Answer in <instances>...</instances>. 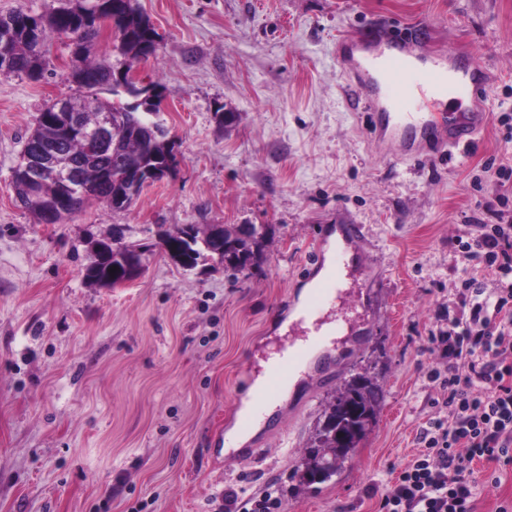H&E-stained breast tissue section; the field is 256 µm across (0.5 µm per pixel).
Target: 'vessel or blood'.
<instances>
[{
    "mask_svg": "<svg viewBox=\"0 0 512 512\" xmlns=\"http://www.w3.org/2000/svg\"><path fill=\"white\" fill-rule=\"evenodd\" d=\"M421 35V29L409 27L403 29L386 50L365 60L340 56L339 62L346 78L345 96L351 101H362L373 125L391 126L407 137L430 140L439 132L452 145L472 139L487 118L489 75L467 60L445 71L434 67L416 68L407 42ZM424 97L436 101L448 100L458 104L459 109L425 117L423 113L411 109L413 101ZM342 280L343 263L338 260L313 288L311 307L329 303ZM305 356V349L300 348L291 351L287 360L274 366L258 394L259 400L272 399L278 389L287 383L294 366L301 363Z\"/></svg>",
    "mask_w": 512,
    "mask_h": 512,
    "instance_id": "b4317fda",
    "label": "vessel or blood"
}]
</instances>
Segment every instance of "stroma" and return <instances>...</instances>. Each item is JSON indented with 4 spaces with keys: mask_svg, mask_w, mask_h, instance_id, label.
<instances>
[{
    "mask_svg": "<svg viewBox=\"0 0 512 512\" xmlns=\"http://www.w3.org/2000/svg\"><path fill=\"white\" fill-rule=\"evenodd\" d=\"M157 32L140 85L159 86L179 165L127 209L96 200L59 224L19 206L13 174L45 106L75 95L68 38L40 78L0 73V512H224L277 488L280 512H378L437 411L432 338L461 315L463 276L485 290L458 240L512 215V0H137ZM425 24V60L469 54L492 79L487 121L453 147L381 136L350 109L340 38L385 44ZM235 116L232 125L221 113ZM121 225L146 243L124 286L84 278L93 241ZM194 224H264L258 269L228 276L218 255L183 270L154 245ZM365 278L337 311L361 317L248 442L215 448L280 327L324 260L327 230ZM382 387L377 421L331 480L292 476L327 401L354 373ZM476 512L512 503V467L481 460Z\"/></svg>",
    "mask_w": 512,
    "mask_h": 512,
    "instance_id": "stroma-1",
    "label": "stroma"
}]
</instances>
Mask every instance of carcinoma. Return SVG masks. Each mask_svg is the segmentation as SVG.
<instances>
[{
  "instance_id": "1",
  "label": "carcinoma",
  "mask_w": 512,
  "mask_h": 512,
  "mask_svg": "<svg viewBox=\"0 0 512 512\" xmlns=\"http://www.w3.org/2000/svg\"><path fill=\"white\" fill-rule=\"evenodd\" d=\"M112 27L117 44L113 50L122 57L114 64L105 54L99 53L101 26ZM0 27L13 31L10 54L16 66L12 73L36 77L45 65V46L51 35L64 34L70 39L76 65L72 81L79 95L68 99L71 110L86 123H92L96 112L112 109V79L132 73L133 64L146 62L156 55L142 44L155 33L150 19L135 5V0H59V6L46 15H32L16 10L0 15ZM55 104H50L36 120L34 130L40 137L29 136L24 151L33 153L41 148V139L50 140L55 131L50 117ZM167 136L151 142L144 138L136 123L130 122L115 130L112 140L103 143L96 139L74 137L60 143V150L71 156L84 168L83 195L77 199L83 206L89 199L112 205L110 196L113 181L104 179L100 170L112 169V176L120 173L117 157L140 162L144 155L155 150L161 154ZM177 232L192 240L190 250L202 256L206 250L224 261V268L245 272L253 269L261 259V246L266 239V229L254 225L224 228V236L212 238L195 225H187ZM85 278L101 286H109L111 279L122 278L127 270L118 260L100 261L90 258L84 267ZM380 384L366 374L356 373L336 389L328 401L305 448L299 468L294 475L302 485L324 483L335 476L345 461L352 458L360 443L373 427L380 407Z\"/></svg>"
}]
</instances>
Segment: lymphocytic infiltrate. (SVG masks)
Returning a JSON list of instances; mask_svg holds the SVG:
<instances>
[{"label": "lymphocytic infiltrate", "mask_w": 512, "mask_h": 512, "mask_svg": "<svg viewBox=\"0 0 512 512\" xmlns=\"http://www.w3.org/2000/svg\"><path fill=\"white\" fill-rule=\"evenodd\" d=\"M467 261L498 274L439 336L452 364L440 385L446 417L423 430V448L383 495L379 512H475L474 460L512 464V225L461 242Z\"/></svg>", "instance_id": "1"}]
</instances>
